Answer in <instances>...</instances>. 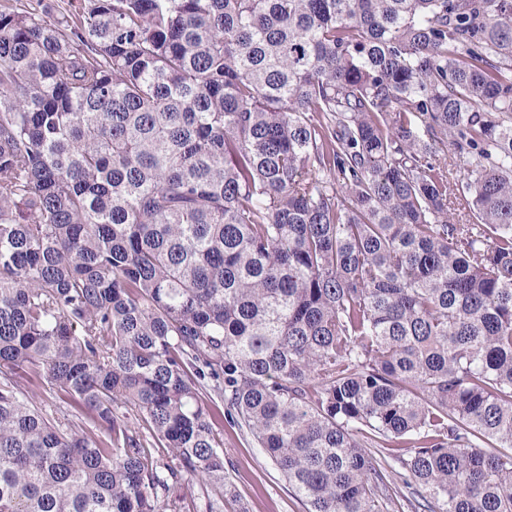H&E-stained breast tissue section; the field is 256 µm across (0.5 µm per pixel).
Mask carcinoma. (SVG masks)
<instances>
[{
	"mask_svg": "<svg viewBox=\"0 0 512 512\" xmlns=\"http://www.w3.org/2000/svg\"><path fill=\"white\" fill-rule=\"evenodd\" d=\"M206 379L307 512H512V0L0 9V512H222ZM24 384L26 389L29 391V395L31 396L32 400L48 416L59 417L63 421V413H61L59 410L61 409L62 411L67 412H64L65 418L69 419L70 421L80 425L81 422L85 421L81 411L75 410L74 408L68 406L66 408V405L60 403V400L57 398L56 394L50 392L48 388L44 387V385H41L37 382L32 384H27L24 382ZM62 405H64L65 409L62 407Z\"/></svg>",
	"mask_w": 512,
	"mask_h": 512,
	"instance_id": "obj_1",
	"label": "carcinoma"
}]
</instances>
